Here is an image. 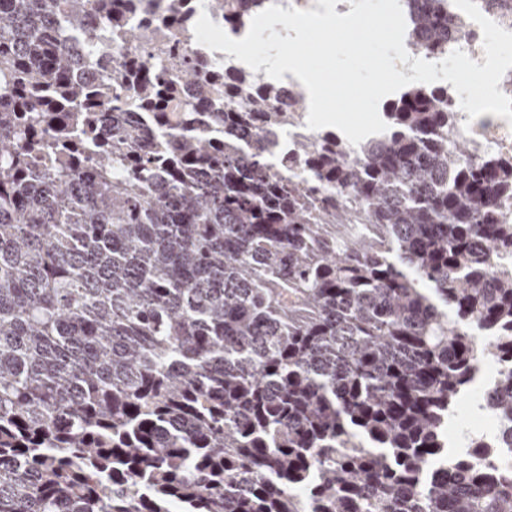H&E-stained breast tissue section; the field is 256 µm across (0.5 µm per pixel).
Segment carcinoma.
Masks as SVG:
<instances>
[{
    "label": "carcinoma",
    "mask_w": 512,
    "mask_h": 512,
    "mask_svg": "<svg viewBox=\"0 0 512 512\" xmlns=\"http://www.w3.org/2000/svg\"><path fill=\"white\" fill-rule=\"evenodd\" d=\"M129 9L0 0V512H512L511 477L446 466L487 364L466 447L512 448V159L413 83L385 132L275 160L304 91ZM449 34L422 0L410 47ZM198 19L189 23L185 28L186 31L179 33L178 37L181 38L185 47L189 51L192 57L198 62L208 67H214L220 71V73L228 76L241 73L242 71H248L251 73L259 74L267 82H277L266 75L264 67H260L257 72H254L244 63L235 60L233 54H228L220 50H211L196 42L194 36V25Z\"/></svg>",
    "instance_id": "1"
}]
</instances>
